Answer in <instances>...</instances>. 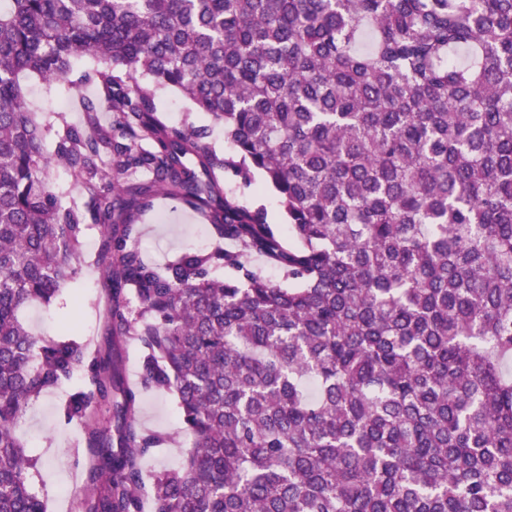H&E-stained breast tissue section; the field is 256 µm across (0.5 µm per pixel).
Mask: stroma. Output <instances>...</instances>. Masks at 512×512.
I'll use <instances>...</instances> for the list:
<instances>
[{"label":"stroma","mask_w":512,"mask_h":512,"mask_svg":"<svg viewBox=\"0 0 512 512\" xmlns=\"http://www.w3.org/2000/svg\"><path fill=\"white\" fill-rule=\"evenodd\" d=\"M157 104L168 123L177 124L184 117H191L196 125L207 127L211 141L218 148L229 150L223 128L211 125L209 118L194 111L180 93L171 89L160 91ZM141 222L143 233L139 247L160 267L183 249L195 247L197 237L205 232L204 222L196 211L164 196L157 198L154 209L144 214ZM97 279L96 268L84 269L82 278L67 286L50 307L34 305L26 309L22 314L24 322L35 335L47 338L103 339L106 329L96 307ZM68 393V388L62 387L32 401L17 430L29 455L38 459L32 480L35 489L45 494L48 512H70L69 498L58 495L61 486H68L71 495L80 493L83 488L66 461L80 439V428L63 424L58 418V410ZM138 418L148 430L164 434L176 432L179 426L176 393L144 392Z\"/></svg>","instance_id":"obj_1"}]
</instances>
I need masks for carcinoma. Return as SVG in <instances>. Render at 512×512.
Wrapping results in <instances>:
<instances>
[{"mask_svg":"<svg viewBox=\"0 0 512 512\" xmlns=\"http://www.w3.org/2000/svg\"><path fill=\"white\" fill-rule=\"evenodd\" d=\"M84 57L112 126L92 99L82 126L58 112L49 155L26 82ZM165 88L233 153L163 121ZM225 172L262 174L287 224ZM160 193L238 249L146 261ZM90 224L104 342L33 335L23 310L81 275ZM73 381L75 512H512V0H0V512H47L15 428ZM142 388L193 437L148 492L172 436L141 426ZM189 435L180 434L178 437L179 444H164L156 448L153 453L142 460L141 467L150 485L153 477L163 469H171L180 466L184 461L185 451L188 449L185 439ZM190 437V436H189Z\"/></svg>","mask_w":512,"mask_h":512,"instance_id":"1","label":"carcinoma"}]
</instances>
